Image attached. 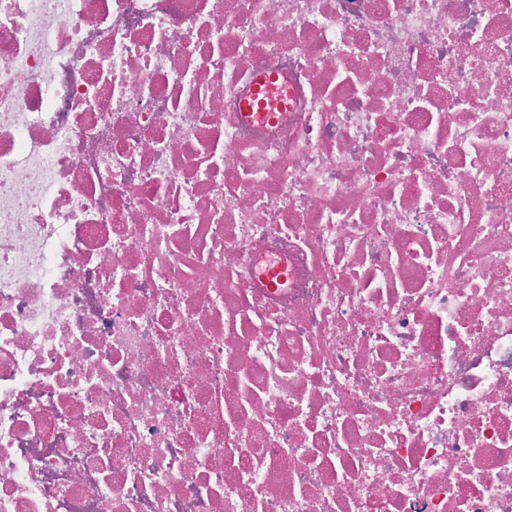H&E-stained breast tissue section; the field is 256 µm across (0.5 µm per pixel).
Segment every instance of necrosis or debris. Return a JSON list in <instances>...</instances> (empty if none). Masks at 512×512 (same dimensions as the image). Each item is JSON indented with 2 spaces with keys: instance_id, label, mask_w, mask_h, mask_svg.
I'll return each instance as SVG.
<instances>
[{
  "instance_id": "1",
  "label": "necrosis or debris",
  "mask_w": 512,
  "mask_h": 512,
  "mask_svg": "<svg viewBox=\"0 0 512 512\" xmlns=\"http://www.w3.org/2000/svg\"><path fill=\"white\" fill-rule=\"evenodd\" d=\"M0 512H512V0H0Z\"/></svg>"
}]
</instances>
